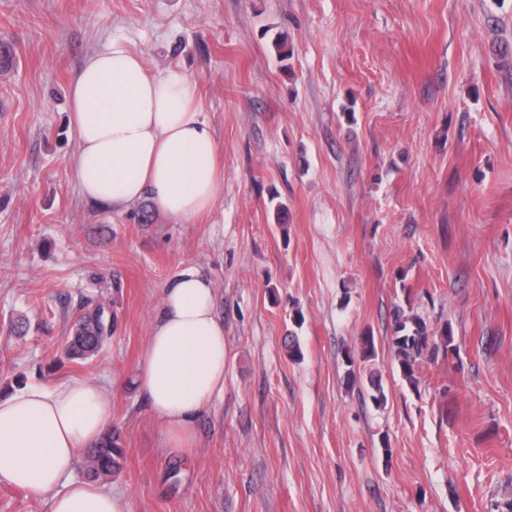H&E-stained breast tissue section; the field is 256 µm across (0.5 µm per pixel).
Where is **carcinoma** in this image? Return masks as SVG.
<instances>
[{"label": "carcinoma", "instance_id": "obj_1", "mask_svg": "<svg viewBox=\"0 0 512 512\" xmlns=\"http://www.w3.org/2000/svg\"><path fill=\"white\" fill-rule=\"evenodd\" d=\"M115 315L104 304L81 306L66 342L64 357L68 360H86L97 356L112 336ZM393 356L398 362L403 379L412 387L419 384L416 363L428 347L448 351L452 337L443 330L439 338H430L425 321L416 314L399 313L393 328ZM86 470L92 478H106L121 470L122 438L117 430L108 433L97 446L85 452Z\"/></svg>", "mask_w": 512, "mask_h": 512}]
</instances>
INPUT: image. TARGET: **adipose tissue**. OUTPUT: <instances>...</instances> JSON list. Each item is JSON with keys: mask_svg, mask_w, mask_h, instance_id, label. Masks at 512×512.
Returning <instances> with one entry per match:
<instances>
[{"mask_svg": "<svg viewBox=\"0 0 512 512\" xmlns=\"http://www.w3.org/2000/svg\"><path fill=\"white\" fill-rule=\"evenodd\" d=\"M69 97L78 142L71 166L88 200L115 211L147 200L182 221L211 212L219 147L189 77L151 74L115 39L86 57ZM137 383L167 448L190 447L195 419L224 389V326L214 284L198 269L184 268L164 288ZM111 425L102 389L83 378L0 396V482L45 498L48 512H128L122 496L70 478L80 449Z\"/></svg>", "mask_w": 512, "mask_h": 512, "instance_id": "obj_1", "label": "adipose tissue"}]
</instances>
